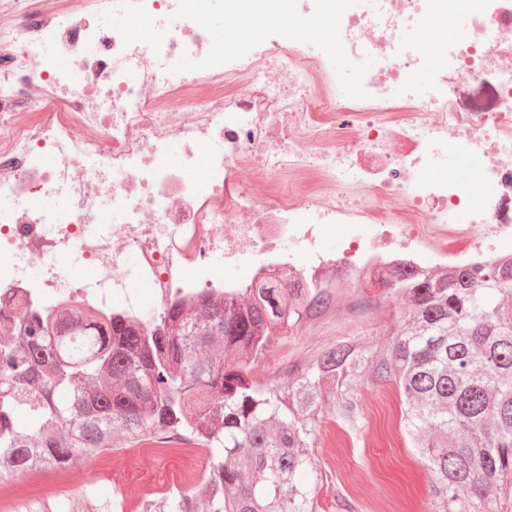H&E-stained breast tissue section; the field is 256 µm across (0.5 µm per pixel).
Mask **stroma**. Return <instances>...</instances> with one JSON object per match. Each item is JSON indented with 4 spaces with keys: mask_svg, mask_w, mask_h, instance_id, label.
<instances>
[{
    "mask_svg": "<svg viewBox=\"0 0 512 512\" xmlns=\"http://www.w3.org/2000/svg\"><path fill=\"white\" fill-rule=\"evenodd\" d=\"M400 316V302L391 296L352 321L305 324L274 347L260 371H277L285 355L307 361L314 351L339 340L367 346L388 341ZM382 391L379 385H359L364 428L358 437L349 436L332 418L324 419L321 444L316 450L320 512H336L335 497L339 494L351 499L357 512H387L401 499L420 508L427 502L429 472L396 432L395 416L371 404Z\"/></svg>",
    "mask_w": 512,
    "mask_h": 512,
    "instance_id": "35a3bbf8",
    "label": "stroma"
}]
</instances>
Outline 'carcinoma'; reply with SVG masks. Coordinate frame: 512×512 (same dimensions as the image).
I'll return each instance as SVG.
<instances>
[{"instance_id":"carcinoma-1","label":"carcinoma","mask_w":512,"mask_h":512,"mask_svg":"<svg viewBox=\"0 0 512 512\" xmlns=\"http://www.w3.org/2000/svg\"><path fill=\"white\" fill-rule=\"evenodd\" d=\"M383 287L404 312L389 341H340L278 375L255 370L280 339L321 319L343 293L268 282L245 298L174 302L144 332L77 310L17 320L0 339V472L59 469L158 433L210 452L201 481L147 512H318L298 477L317 467L324 414L363 427L357 383H392L401 422L431 474V512H512V272L488 267ZM24 413L21 425L16 416ZM18 512H111L91 492Z\"/></svg>"}]
</instances>
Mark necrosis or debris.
Listing matches in <instances>:
<instances>
[{"instance_id":"4bbe7bcc","label":"necrosis or debris","mask_w":512,"mask_h":512,"mask_svg":"<svg viewBox=\"0 0 512 512\" xmlns=\"http://www.w3.org/2000/svg\"><path fill=\"white\" fill-rule=\"evenodd\" d=\"M199 2L71 13L0 0V332L64 306L151 330L172 302L241 297L267 279L352 292L391 270L512 262V0H483L442 43L426 22L456 17L458 0H343L336 14L292 0L287 22L243 38L221 72L214 15L255 26L273 0ZM321 24L338 28L337 47L294 42ZM461 79L488 83L492 106L462 107ZM323 81L336 90L316 112ZM398 99L410 110L393 124ZM452 141L462 163L448 175ZM220 261L246 276L223 278ZM73 263L94 278L69 277Z\"/></svg>"}]
</instances>
